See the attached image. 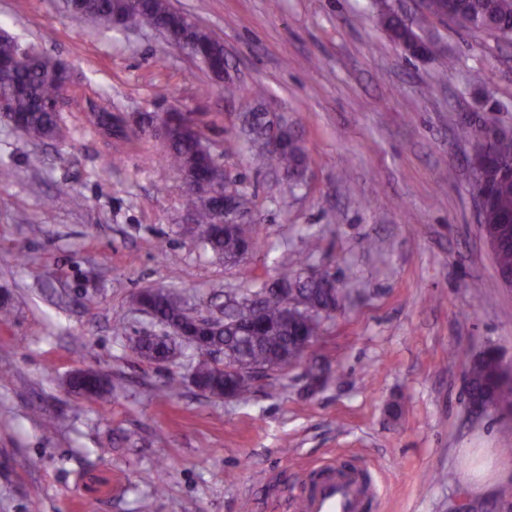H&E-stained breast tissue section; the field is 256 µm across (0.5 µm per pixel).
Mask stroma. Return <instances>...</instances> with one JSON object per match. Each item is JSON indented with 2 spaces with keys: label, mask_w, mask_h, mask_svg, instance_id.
I'll return each mask as SVG.
<instances>
[{
  "label": "stroma",
  "mask_w": 512,
  "mask_h": 512,
  "mask_svg": "<svg viewBox=\"0 0 512 512\" xmlns=\"http://www.w3.org/2000/svg\"><path fill=\"white\" fill-rule=\"evenodd\" d=\"M372 2L170 0L223 44L219 80L151 29L98 28L64 0H0V29L72 76L62 138L31 142L0 116V296L13 306L0 323V512H294L310 473L342 460L372 476L370 512H498L512 413L470 412L465 357L492 347L512 371V288L480 234L472 145L457 132L512 130V42L397 0L441 48L416 58ZM101 98L131 118L198 113L248 201L245 259L186 233L192 201L159 142L119 148L90 128ZM248 112L287 122L306 148L293 192L249 149ZM298 261L346 298L303 363L246 397L195 388L193 349L168 364L128 349L152 327L134 309L139 291L215 313ZM313 364L330 373L317 389ZM82 369L111 379V393L72 394ZM172 381L177 393L160 399Z\"/></svg>",
  "instance_id": "1"
}]
</instances>
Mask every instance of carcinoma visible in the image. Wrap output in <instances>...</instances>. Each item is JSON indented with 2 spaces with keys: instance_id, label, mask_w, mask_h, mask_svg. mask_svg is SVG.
I'll return each instance as SVG.
<instances>
[{
  "instance_id": "carcinoma-1",
  "label": "carcinoma",
  "mask_w": 512,
  "mask_h": 512,
  "mask_svg": "<svg viewBox=\"0 0 512 512\" xmlns=\"http://www.w3.org/2000/svg\"><path fill=\"white\" fill-rule=\"evenodd\" d=\"M68 11L76 19L92 20L107 27L116 23L123 27L154 28L172 45L198 60L215 78L224 79V45L184 23L179 14L170 10L168 0H142L139 4L129 0H70ZM379 20L392 41H417L428 56L438 54L435 42L401 26L388 8L381 10ZM448 21L465 31H486L512 40V0H453ZM70 84V71L63 62L37 51H25L8 33H0V100L6 104L8 121L22 136L33 142L60 136L57 103L69 92ZM179 120L178 112L169 113L166 121L169 133L163 140L153 129L140 126L117 137L116 141L130 145L159 139L166 149L170 168L181 173L192 172L205 181L213 190L212 202L196 203L195 224L205 234L202 240L205 248L233 258L239 252V240L224 234V226L214 217V207L224 202V193L231 191L230 185L224 183V165L202 149V134L183 133ZM250 148L290 176L307 166L308 156L298 143L274 154L262 137L256 136L250 139ZM482 188L489 192L491 203L481 223L512 226V177L509 173L486 170ZM503 234V244L494 258L497 269L511 271L512 229H504ZM279 280L286 285H297L299 295L310 303L328 306L343 299L339 290L324 287L321 280L305 281L299 268L283 269ZM139 297L164 327H172L176 333L196 331L193 317L171 293L148 289ZM320 331L319 320L284 321L280 299L272 284L237 301L234 313L224 314V319L211 325L205 342L211 354L218 353L236 362L262 363L272 369L289 360L300 342L319 335ZM127 342L134 353L147 359L158 352V348L139 336H130ZM194 372L200 390L217 398L224 395V372L208 359L198 360ZM468 373L471 404L490 405L506 412L512 410V383L504 380L495 352L488 350L471 359Z\"/></svg>"
}]
</instances>
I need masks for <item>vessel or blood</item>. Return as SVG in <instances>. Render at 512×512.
Listing matches in <instances>:
<instances>
[{
	"label": "vessel or blood",
	"instance_id": "1",
	"mask_svg": "<svg viewBox=\"0 0 512 512\" xmlns=\"http://www.w3.org/2000/svg\"><path fill=\"white\" fill-rule=\"evenodd\" d=\"M368 491L362 477L345 468H327L302 496L299 512H364Z\"/></svg>",
	"mask_w": 512,
	"mask_h": 512
}]
</instances>
